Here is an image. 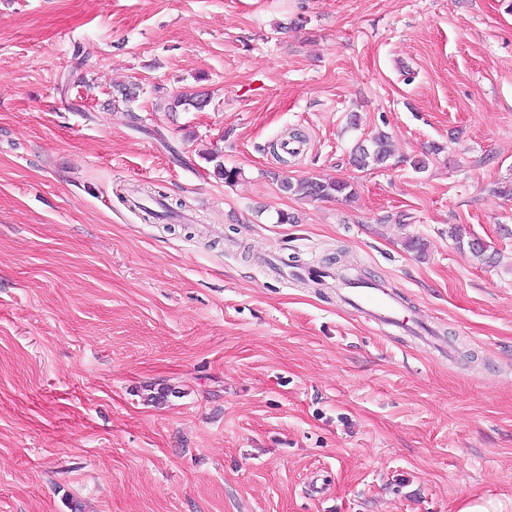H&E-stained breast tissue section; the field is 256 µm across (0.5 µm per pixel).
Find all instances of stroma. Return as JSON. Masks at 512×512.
<instances>
[{"instance_id":"stroma-1","label":"stroma","mask_w":512,"mask_h":512,"mask_svg":"<svg viewBox=\"0 0 512 512\" xmlns=\"http://www.w3.org/2000/svg\"><path fill=\"white\" fill-rule=\"evenodd\" d=\"M510 186L512 0H0V512H512ZM339 256L452 355L291 277ZM393 150L389 136L384 132L374 135L368 144H360L354 154L353 163L358 168L379 166L384 164L391 156ZM280 190L285 194L299 196L304 199H336L349 200L354 192L350 183L345 181L317 182L281 180ZM448 233L449 236L459 245V248H466L473 257L479 259L482 263H497L496 253L489 252V246L486 243L482 245L476 244L475 239H477V237H470L464 241V236L458 226L450 227Z\"/></svg>"}]
</instances>
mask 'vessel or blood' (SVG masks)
<instances>
[{
    "mask_svg": "<svg viewBox=\"0 0 512 512\" xmlns=\"http://www.w3.org/2000/svg\"><path fill=\"white\" fill-rule=\"evenodd\" d=\"M341 294L345 303L366 319L394 331L417 335L422 343L446 352V345L428 327L405 314L402 303L390 289L371 283L355 284L342 289Z\"/></svg>",
    "mask_w": 512,
    "mask_h": 512,
    "instance_id": "1",
    "label": "vessel or blood"
}]
</instances>
